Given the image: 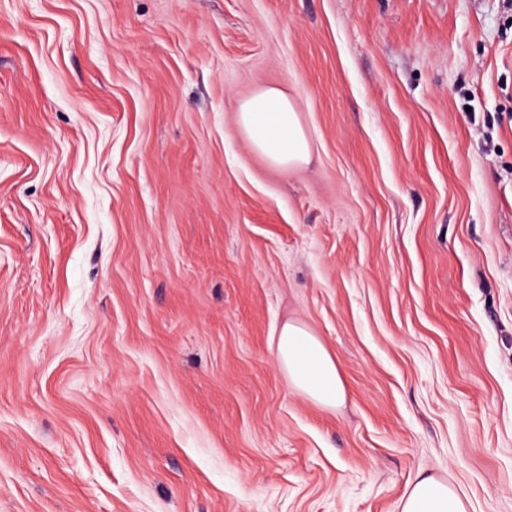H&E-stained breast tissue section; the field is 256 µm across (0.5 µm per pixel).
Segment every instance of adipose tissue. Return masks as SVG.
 Returning a JSON list of instances; mask_svg holds the SVG:
<instances>
[{
  "mask_svg": "<svg viewBox=\"0 0 512 512\" xmlns=\"http://www.w3.org/2000/svg\"><path fill=\"white\" fill-rule=\"evenodd\" d=\"M236 124L250 147L277 167H297L310 159V141L297 107L276 88L259 90L243 101ZM277 360L292 386L311 400L332 407L345 397L334 358L306 327L283 324L278 332ZM402 512H466L461 497L443 480L419 476L404 497Z\"/></svg>",
  "mask_w": 512,
  "mask_h": 512,
  "instance_id": "1",
  "label": "adipose tissue"
}]
</instances>
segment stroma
<instances>
[{"instance_id": "1", "label": "stroma", "mask_w": 512, "mask_h": 512, "mask_svg": "<svg viewBox=\"0 0 512 512\" xmlns=\"http://www.w3.org/2000/svg\"><path fill=\"white\" fill-rule=\"evenodd\" d=\"M268 87L307 164L239 131ZM420 475L512 512V0H0V512H402ZM236 124L250 147L274 166L297 167L310 159V141L297 107L279 89H261L243 101ZM277 336V360L292 386L323 406L340 403L345 397L344 384L325 344L294 323L283 324Z\"/></svg>"}]
</instances>
